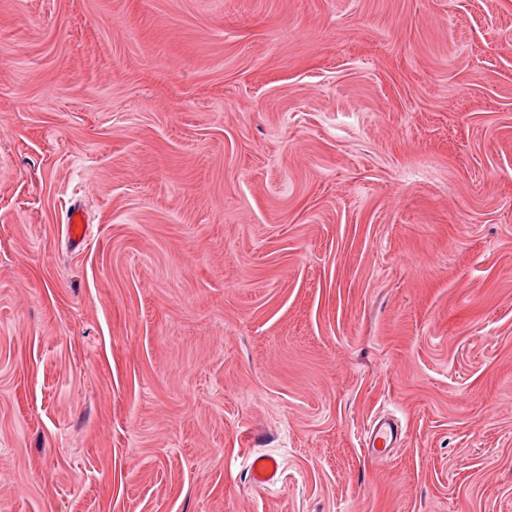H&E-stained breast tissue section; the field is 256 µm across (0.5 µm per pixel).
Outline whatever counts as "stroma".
Masks as SVG:
<instances>
[{"mask_svg":"<svg viewBox=\"0 0 512 512\" xmlns=\"http://www.w3.org/2000/svg\"><path fill=\"white\" fill-rule=\"evenodd\" d=\"M0 512H512V0H0ZM67 235L73 248L81 246L87 235L84 212L80 205L73 204L66 212ZM405 427L397 419L381 417L369 427L364 437V449L374 460L382 461L389 457L393 448H398L404 441ZM250 480L256 486L274 484L280 477L281 470L277 460L270 455H259L249 463Z\"/></svg>","mask_w":512,"mask_h":512,"instance_id":"35a3bbf8","label":"stroma"}]
</instances>
